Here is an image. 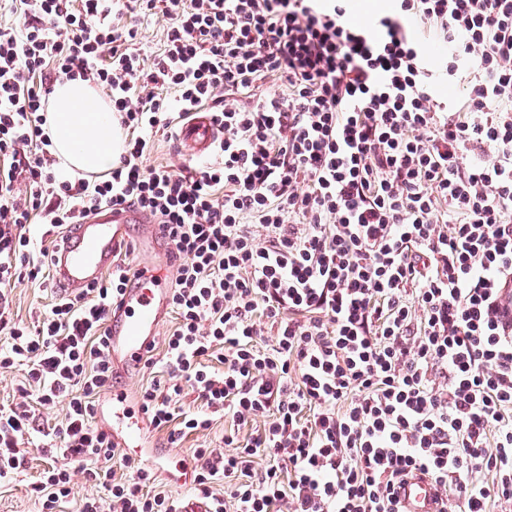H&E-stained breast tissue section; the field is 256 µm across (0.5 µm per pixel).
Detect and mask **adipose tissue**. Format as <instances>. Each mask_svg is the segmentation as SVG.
Masks as SVG:
<instances>
[{
  "label": "adipose tissue",
  "mask_w": 512,
  "mask_h": 512,
  "mask_svg": "<svg viewBox=\"0 0 512 512\" xmlns=\"http://www.w3.org/2000/svg\"><path fill=\"white\" fill-rule=\"evenodd\" d=\"M44 118L63 176L106 172L123 151L125 134L111 103L86 81H58Z\"/></svg>",
  "instance_id": "1"
}]
</instances>
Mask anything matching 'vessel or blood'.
<instances>
[{"label":"vessel or blood","mask_w":512,"mask_h":512,"mask_svg":"<svg viewBox=\"0 0 512 512\" xmlns=\"http://www.w3.org/2000/svg\"><path fill=\"white\" fill-rule=\"evenodd\" d=\"M220 137L210 112L198 109L178 133V145L188 157L209 156ZM141 227L136 242H129V225ZM149 256L159 255L163 266L151 267L146 279L127 289L109 313V351L112 376V439L123 449H131L139 438L137 428L123 423L121 411L127 408L125 387L146 365L156 343L158 328L170 312L171 283L168 278L177 258L164 229L137 206L122 203L99 209L86 223L75 225L65 236L53 257V271L58 285L76 291L98 281L111 270L115 252L124 245ZM406 512H440L435 491L428 480L416 478L402 492Z\"/></svg>","instance_id":"obj_1"}]
</instances>
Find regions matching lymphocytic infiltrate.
<instances>
[{
  "label": "lymphocytic infiltrate",
  "instance_id": "1",
  "mask_svg": "<svg viewBox=\"0 0 512 512\" xmlns=\"http://www.w3.org/2000/svg\"><path fill=\"white\" fill-rule=\"evenodd\" d=\"M5 2L0 374L26 382L0 406V485L24 465L36 406L62 403L30 485L41 512H403L415 472L462 512L512 502V0H397L363 26L352 0ZM157 14L148 61L136 20ZM446 76L460 100L435 99ZM62 77L100 88L127 133L98 180L56 175L44 112ZM270 81L282 93L259 96ZM204 106L221 162L144 168L153 135ZM122 202L180 258L177 325L139 409L173 441L229 425L225 451L194 450L188 498L96 421L106 320L143 269L121 261L28 325L10 313L17 284L53 285L32 224L54 236ZM76 464L97 494L72 499Z\"/></svg>",
  "mask_w": 512,
  "mask_h": 512
}]
</instances>
